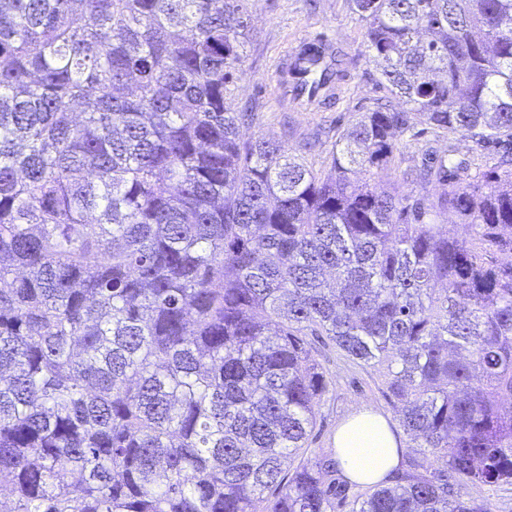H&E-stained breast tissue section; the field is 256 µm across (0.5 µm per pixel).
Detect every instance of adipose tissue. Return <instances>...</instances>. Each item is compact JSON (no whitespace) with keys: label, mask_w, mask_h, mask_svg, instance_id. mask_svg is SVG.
Masks as SVG:
<instances>
[{"label":"adipose tissue","mask_w":512,"mask_h":512,"mask_svg":"<svg viewBox=\"0 0 512 512\" xmlns=\"http://www.w3.org/2000/svg\"><path fill=\"white\" fill-rule=\"evenodd\" d=\"M333 446L344 478L359 484L388 482L402 461L403 447L396 426L366 408L338 425Z\"/></svg>","instance_id":"obj_1"}]
</instances>
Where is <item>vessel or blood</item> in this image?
<instances>
[{
    "label": "vessel or blood",
    "mask_w": 512,
    "mask_h": 512,
    "mask_svg": "<svg viewBox=\"0 0 512 512\" xmlns=\"http://www.w3.org/2000/svg\"><path fill=\"white\" fill-rule=\"evenodd\" d=\"M332 47L325 39L300 41L290 50L278 72V82L289 91L293 102H314L336 84L330 65Z\"/></svg>",
    "instance_id": "obj_1"
}]
</instances>
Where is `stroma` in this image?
Masks as SVG:
<instances>
[{"label": "stroma", "instance_id": "stroma-1", "mask_svg": "<svg viewBox=\"0 0 512 512\" xmlns=\"http://www.w3.org/2000/svg\"><path fill=\"white\" fill-rule=\"evenodd\" d=\"M248 12L242 74L227 90L234 108L248 106L254 112L253 121L241 128L243 136L285 142L308 166L329 170L338 133L388 95L366 48L365 23L352 12L349 0H248ZM319 36L331 38L340 49L343 80L326 104L282 106L275 82L277 68L298 41ZM429 148L440 153L454 149L456 158L469 160L483 171L496 163L495 149L480 146L470 137L443 130L428 132L415 140L398 139L396 166L375 170L372 185L386 187L398 179L401 169L420 163ZM316 358L333 381L311 436L318 454L331 453L337 425L359 408L396 420L397 411L385 397V366L356 365L328 348L319 349Z\"/></svg>", "mask_w": 512, "mask_h": 512}]
</instances>
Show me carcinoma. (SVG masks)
I'll use <instances>...</instances> for the list:
<instances>
[{
	"label": "carcinoma",
	"mask_w": 512,
	"mask_h": 512,
	"mask_svg": "<svg viewBox=\"0 0 512 512\" xmlns=\"http://www.w3.org/2000/svg\"><path fill=\"white\" fill-rule=\"evenodd\" d=\"M350 4L390 97L322 174L240 138L247 0H0L8 512H336L311 339L387 363L408 438L349 512H491L464 488L512 484V0ZM427 128L505 150L371 188Z\"/></svg>",
	"instance_id": "1"
}]
</instances>
